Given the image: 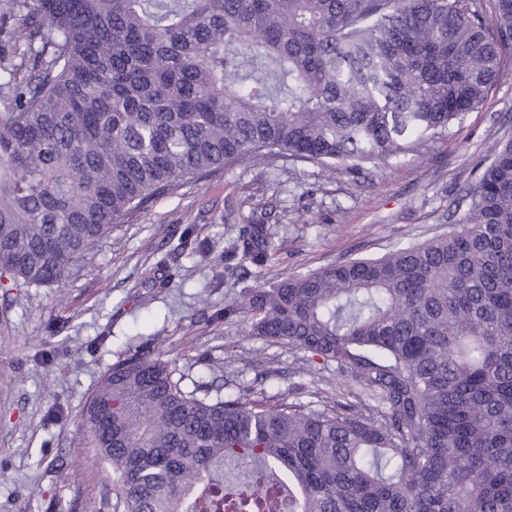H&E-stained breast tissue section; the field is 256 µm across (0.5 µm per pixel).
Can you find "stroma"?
Returning <instances> with one entry per match:
<instances>
[{
    "mask_svg": "<svg viewBox=\"0 0 512 512\" xmlns=\"http://www.w3.org/2000/svg\"><path fill=\"white\" fill-rule=\"evenodd\" d=\"M512 136V47L483 105L397 159L329 177L312 162L241 164L128 213L70 278L33 288L24 305L0 298V512H124L113 467L89 447L81 410L118 356L147 349L186 382L244 394L322 401L336 375L308 369L304 353L249 335L240 320L215 324L225 303L254 286L214 271L235 238L229 202L266 206L279 260L263 280L314 270L448 232L476 165ZM192 242L148 288L186 226Z\"/></svg>",
    "mask_w": 512,
    "mask_h": 512,
    "instance_id": "stroma-1",
    "label": "stroma"
}]
</instances>
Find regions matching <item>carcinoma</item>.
Wrapping results in <instances>:
<instances>
[{"instance_id":"cac0c4a2","label":"carcinoma","mask_w":512,"mask_h":512,"mask_svg":"<svg viewBox=\"0 0 512 512\" xmlns=\"http://www.w3.org/2000/svg\"><path fill=\"white\" fill-rule=\"evenodd\" d=\"M0 0V290L70 277L128 213L274 155L360 170L479 108L512 0ZM464 221L248 288L219 321L336 371V405L183 385L138 350L82 412L125 512H512V137ZM267 211L227 260L271 266Z\"/></svg>"}]
</instances>
